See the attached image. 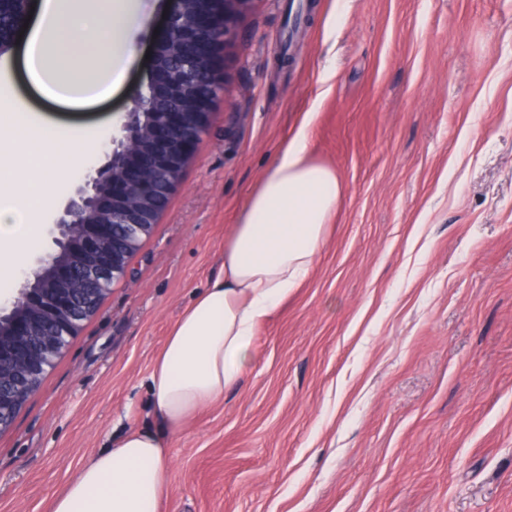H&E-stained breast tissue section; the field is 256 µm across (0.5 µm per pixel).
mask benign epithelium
Listing matches in <instances>:
<instances>
[{
	"label": "benign epithelium",
	"instance_id": "obj_1",
	"mask_svg": "<svg viewBox=\"0 0 512 512\" xmlns=\"http://www.w3.org/2000/svg\"><path fill=\"white\" fill-rule=\"evenodd\" d=\"M173 0L162 42L171 47L168 68L152 66L146 88L132 99L123 135L95 160L84 184L57 219L55 249L77 224L87 256L56 268L40 296L29 293L31 316L15 320V340H0V367L19 364L36 374L51 368L81 325L85 299L107 294L128 274V255L159 223L158 192L173 195L178 169L191 161L208 130L212 108L226 90L219 64L239 38L254 0H194L190 14ZM36 392L18 381L0 387V429L11 425L14 410Z\"/></svg>",
	"mask_w": 512,
	"mask_h": 512
}]
</instances>
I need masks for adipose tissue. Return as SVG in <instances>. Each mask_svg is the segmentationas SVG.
Masks as SVG:
<instances>
[{
    "mask_svg": "<svg viewBox=\"0 0 512 512\" xmlns=\"http://www.w3.org/2000/svg\"><path fill=\"white\" fill-rule=\"evenodd\" d=\"M15 63L0 65V284L26 267L49 206L92 162L103 133L35 122L27 83L46 100L111 97L134 55L142 0H30ZM301 124L260 179L224 241V273L183 311L149 388L160 432L128 431L56 496L51 512H159L169 490L163 434L178 431L245 374L258 326L309 276L343 197L332 169L310 156Z\"/></svg>",
    "mask_w": 512,
    "mask_h": 512,
    "instance_id": "obj_1",
    "label": "adipose tissue"
}]
</instances>
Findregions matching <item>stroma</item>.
Returning <instances> with one entry per match:
<instances>
[{"label":"stroma","mask_w":512,"mask_h":512,"mask_svg":"<svg viewBox=\"0 0 512 512\" xmlns=\"http://www.w3.org/2000/svg\"><path fill=\"white\" fill-rule=\"evenodd\" d=\"M255 0L153 234L0 430V512H49L129 428L224 240L303 121L344 197L236 386L166 439L159 512H512V0ZM125 84L52 121L122 136Z\"/></svg>","instance_id":"obj_1"}]
</instances>
